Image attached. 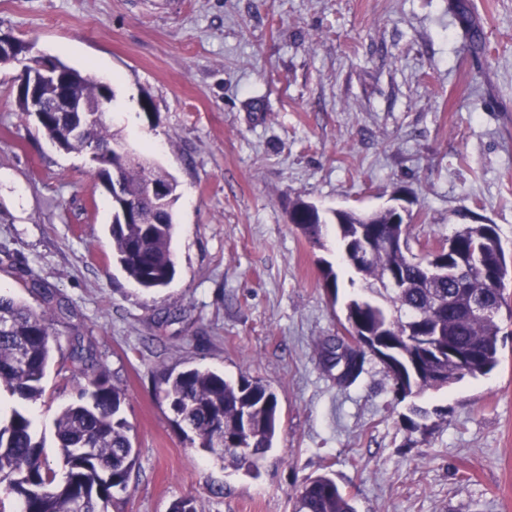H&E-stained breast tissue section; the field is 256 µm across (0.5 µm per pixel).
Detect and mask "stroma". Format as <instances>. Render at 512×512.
I'll return each instance as SVG.
<instances>
[{
	"label": "stroma",
	"mask_w": 512,
	"mask_h": 512,
	"mask_svg": "<svg viewBox=\"0 0 512 512\" xmlns=\"http://www.w3.org/2000/svg\"><path fill=\"white\" fill-rule=\"evenodd\" d=\"M0 0V34L110 78L108 122L178 182L176 274L146 292L112 258V210L87 153L54 146L16 103L21 63L0 66V293L49 308L58 343L29 403L52 468L60 411L88 380L82 345L125 400L137 454L112 512H291L330 474L356 512H512V321L499 365L399 397L366 357L348 386L325 365L361 285L336 233L289 222L299 200L373 211L400 196L412 250L493 224L512 253V0ZM150 110H142V101ZM38 276L53 295L30 287ZM189 367L267 383L279 427L257 470L187 445L162 376ZM424 432L407 429L411 406Z\"/></svg>",
	"instance_id": "1"
}]
</instances>
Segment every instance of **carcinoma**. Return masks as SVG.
Masks as SVG:
<instances>
[{"label": "carcinoma", "instance_id": "carcinoma-1", "mask_svg": "<svg viewBox=\"0 0 512 512\" xmlns=\"http://www.w3.org/2000/svg\"><path fill=\"white\" fill-rule=\"evenodd\" d=\"M67 90L73 97L97 105L110 102L115 93L107 80L83 73L69 65ZM40 126L50 141L73 119L71 112H49ZM123 143L119 133L102 121L86 138L67 140L65 151H90L96 146ZM112 166L122 179L121 199L150 216L141 224L132 214L115 216L111 224L112 255L116 264L141 289L167 286L175 276L172 251L175 234L177 181L163 168L142 156L136 162L112 155ZM167 184L165 205L155 208L142 196L146 184ZM366 220L377 236L402 233L382 209L371 215L353 210L339 213L335 225L340 249L359 246L358 228ZM331 219L315 216L309 224L300 218L296 227L312 242L321 243L322 229ZM457 243L448 252L454 263L472 249H480V265L469 269L463 284L429 283L406 252L393 249L376 253L356 271L365 288L386 279L391 272L401 278L400 288L378 304L359 298L345 306V323L358 334L364 346L348 349L338 380L351 384L363 371L365 354L389 359L405 379L408 393L424 394L444 383L478 378L491 373L499 362L500 323L477 315L476 302L496 305L502 298L490 284L485 270L505 263L506 254L494 224H472L455 235ZM57 333L49 310H36L7 295H0V392L21 401H35L52 359ZM75 369H89L91 356L73 346ZM164 396L175 424L190 444L198 445L219 460L229 459L257 467L260 455L272 448L278 425V399L274 391L245 376L230 380L199 368L166 373ZM123 393L100 372L89 380L81 402L66 406L56 419V439L64 471L57 474L42 460V443L35 440L32 418L11 409L0 416V508L12 499L15 512H111L116 495L128 489L137 455L126 421L119 417ZM248 415L249 428L241 419ZM223 435L224 452L213 446ZM249 449L242 454L240 447ZM292 512H355L351 499L328 474L305 480L293 501Z\"/></svg>", "mask_w": 512, "mask_h": 512}]
</instances>
